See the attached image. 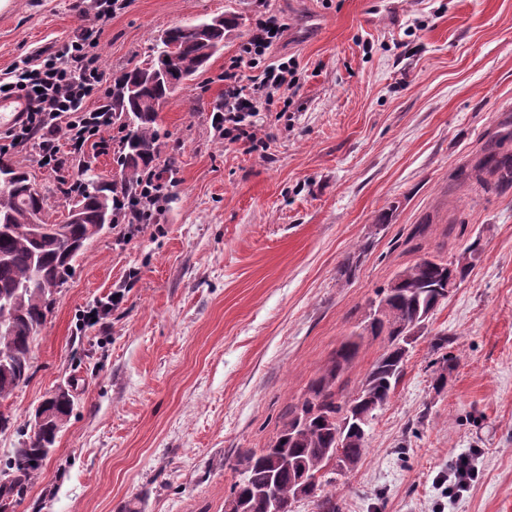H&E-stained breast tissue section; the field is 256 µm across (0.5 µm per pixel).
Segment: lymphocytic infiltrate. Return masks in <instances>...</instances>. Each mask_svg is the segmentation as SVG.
I'll use <instances>...</instances> for the list:
<instances>
[{"mask_svg": "<svg viewBox=\"0 0 512 512\" xmlns=\"http://www.w3.org/2000/svg\"><path fill=\"white\" fill-rule=\"evenodd\" d=\"M285 29L276 15L262 13L237 60L224 71V138L250 153L267 146L259 134L262 112L270 111L276 93L292 89L297 82L295 60L264 61ZM96 47L86 33L66 50L33 56L18 69L8 89L0 90L1 98L24 104L19 119L0 136L1 157L25 152L35 143L52 171L72 168L84 145L111 128L103 103L112 92ZM244 66L250 68L249 76L241 75ZM93 98L99 105L91 109L87 103Z\"/></svg>", "mask_w": 512, "mask_h": 512, "instance_id": "lymphocytic-infiltrate-1", "label": "lymphocytic infiltrate"}]
</instances>
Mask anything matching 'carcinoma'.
Instances as JSON below:
<instances>
[{"label": "carcinoma", "instance_id": "1", "mask_svg": "<svg viewBox=\"0 0 512 512\" xmlns=\"http://www.w3.org/2000/svg\"><path fill=\"white\" fill-rule=\"evenodd\" d=\"M238 26L234 15L224 24L207 28V21L167 29L178 48L172 72L151 78L147 75L151 58L112 76V123L123 132L117 157V178L84 173L83 188L71 208H79L82 218L58 223L59 231L34 235L28 231L31 217L40 213L52 223L47 196L31 194L30 174L19 162L0 159L18 177L14 185L0 190V421L12 424L4 403L20 383L29 378L34 336L45 323L52 305L47 289L63 286L73 264L83 255L86 242L96 235L102 207H107L112 223L124 220L114 198L137 193L150 171L170 169L175 159H161L154 106L166 101L182 80L206 68L209 60L224 47L226 33ZM497 176L502 188L512 187V154L490 147L477 158L471 173ZM475 250L468 249L454 260L424 257L398 271L387 287L369 302L367 329L374 336L387 337V346L366 374L360 387V412L373 421L376 412L390 399L404 374L406 354L401 344L405 334L419 328L450 292L465 280ZM362 335L351 336L334 353L321 375L311 382L303 400L290 410L276 440L258 451L243 452L236 464L235 481L224 500V512H270L263 493L268 488L278 499L281 512H295L303 499L317 503L319 512H339L336 481L321 470L337 459L353 468L367 451V436L347 424L350 402L341 400L336 383L358 353ZM74 398L60 390L48 408L44 422L35 432L22 433V441L0 466V512H12L28 486L39 479V458L47 455L56 437L72 414Z\"/></svg>", "mask_w": 512, "mask_h": 512}]
</instances>
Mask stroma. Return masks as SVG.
Segmentation results:
<instances>
[{"instance_id": "35a3bbf8", "label": "stroma", "mask_w": 512, "mask_h": 512, "mask_svg": "<svg viewBox=\"0 0 512 512\" xmlns=\"http://www.w3.org/2000/svg\"><path fill=\"white\" fill-rule=\"evenodd\" d=\"M259 3L287 25L266 58H294L299 83L264 115L267 149L250 154L225 141L212 106ZM94 11L93 0H9L0 80L63 50ZM221 13L238 29L158 117L175 187L130 241L107 228L88 242L7 401L23 426L51 391L76 388L14 512H120L131 500L141 512H224L231 464L275 440L362 333L376 290L423 256L471 247L465 281L417 329L365 456L338 477V504L512 512V187L458 177L512 122V0H124L98 36L99 64L132 68L163 30ZM17 160L65 215L73 197L38 148ZM385 345L364 335L345 397ZM445 353L456 364L438 390ZM462 455L477 476L452 496L444 478Z\"/></svg>"}]
</instances>
